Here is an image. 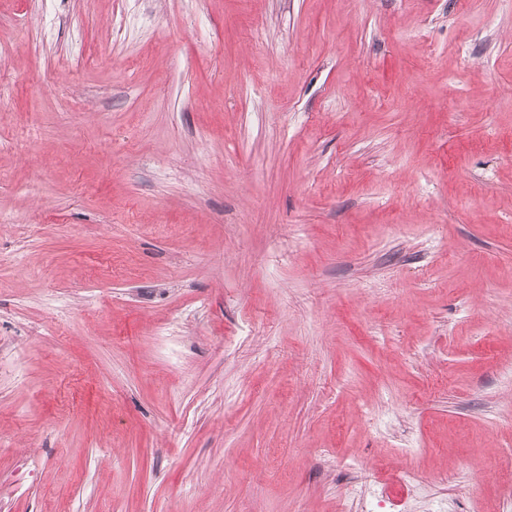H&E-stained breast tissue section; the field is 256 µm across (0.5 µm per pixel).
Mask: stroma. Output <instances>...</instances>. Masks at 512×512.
<instances>
[{
	"instance_id": "stroma-1",
	"label": "stroma",
	"mask_w": 512,
	"mask_h": 512,
	"mask_svg": "<svg viewBox=\"0 0 512 512\" xmlns=\"http://www.w3.org/2000/svg\"><path fill=\"white\" fill-rule=\"evenodd\" d=\"M512 0H0V512H512Z\"/></svg>"
}]
</instances>
